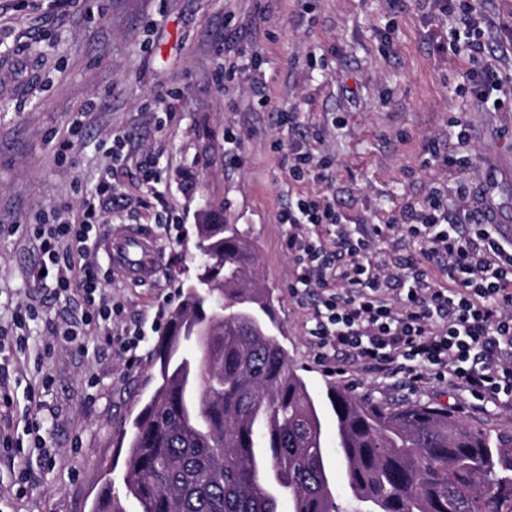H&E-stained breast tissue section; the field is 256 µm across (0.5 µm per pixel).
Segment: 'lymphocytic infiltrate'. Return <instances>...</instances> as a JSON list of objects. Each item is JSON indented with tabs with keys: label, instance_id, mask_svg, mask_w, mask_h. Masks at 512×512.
Here are the masks:
<instances>
[{
	"label": "lymphocytic infiltrate",
	"instance_id": "lymphocytic-infiltrate-1",
	"mask_svg": "<svg viewBox=\"0 0 512 512\" xmlns=\"http://www.w3.org/2000/svg\"><path fill=\"white\" fill-rule=\"evenodd\" d=\"M440 10L458 11L461 27L448 45L468 57V91L492 99L501 78L483 59L480 42L483 17L470 0H436ZM100 218L84 207L73 218L54 224H33L43 269L55 272V291L83 293V324L104 341H112V318L120 307L101 282V265L84 256L89 233ZM289 227L285 248L296 265L291 285L300 302H313L309 330L316 360L346 376L349 364L399 378L409 389H425L446 381L476 401H512V237L486 214L464 211L461 221L448 223L444 196L432 190L423 203H405L391 224H375L368 237H354L350 225L328 196H302L279 215ZM402 232L409 253L392 266L376 243ZM34 308L17 307L12 334L0 332V353L12 351L33 363L30 397L41 400L52 385L48 371L56 340L77 342L73 325L51 328L50 339L30 334Z\"/></svg>",
	"mask_w": 512,
	"mask_h": 512
}]
</instances>
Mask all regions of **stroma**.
Segmentation results:
<instances>
[{"instance_id": "stroma-1", "label": "stroma", "mask_w": 512, "mask_h": 512, "mask_svg": "<svg viewBox=\"0 0 512 512\" xmlns=\"http://www.w3.org/2000/svg\"><path fill=\"white\" fill-rule=\"evenodd\" d=\"M486 16L487 60L512 75V0H476ZM454 20L433 0H0V328L10 307L34 306L49 324L79 322L80 290L55 297L53 284L27 285L39 262L26 231L31 213L46 222L80 209L111 176L120 203L104 202L93 235L125 226L152 233L162 270L148 285L113 274L104 287L123 307L112 334L135 324L146 340L134 357L58 341L49 362L48 444L64 463H27L23 497L0 493V512H91L101 462L124 460L123 430L152 394V355L168 312L195 278L196 226L204 210L218 224H248L263 284L275 296L282 344L323 413L325 462L336 464V384L314 362L305 313L289 294L293 264L278 214L298 196L327 195L349 224H385L400 202L448 190V218H460L451 189L466 180L469 207L488 210L512 233V111L459 94L469 62L445 48ZM292 112L297 128L278 124ZM470 138H450L454 116ZM236 143H227L225 131ZM123 161L109 171L114 137ZM295 143L326 164L321 179L294 180L276 143ZM468 156L466 171L427 162L432 143ZM153 160L156 178L139 164ZM10 390L15 440L28 444L30 410L18 365L0 364ZM351 391L394 406L427 402L459 411L467 394L436 382L407 391L375 374Z\"/></svg>"}]
</instances>
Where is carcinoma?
I'll list each match as a JSON object with an SVG mask.
<instances>
[{
  "label": "carcinoma",
  "instance_id": "1",
  "mask_svg": "<svg viewBox=\"0 0 512 512\" xmlns=\"http://www.w3.org/2000/svg\"><path fill=\"white\" fill-rule=\"evenodd\" d=\"M199 272L155 351L158 384L126 444L143 512H346L324 463L320 407L274 329L252 229L198 224ZM209 321L208 335L193 327ZM352 512H512V435L428 403L329 389ZM92 512H123L112 465Z\"/></svg>",
  "mask_w": 512,
  "mask_h": 512
}]
</instances>
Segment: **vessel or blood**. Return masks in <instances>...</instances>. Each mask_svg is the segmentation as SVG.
<instances>
[{"mask_svg":"<svg viewBox=\"0 0 512 512\" xmlns=\"http://www.w3.org/2000/svg\"><path fill=\"white\" fill-rule=\"evenodd\" d=\"M112 269L131 284L150 281L160 266L161 251L154 236L140 228H126L106 245Z\"/></svg>","mask_w":512,"mask_h":512,"instance_id":"vessel-or-blood-1","label":"vessel or blood"}]
</instances>
